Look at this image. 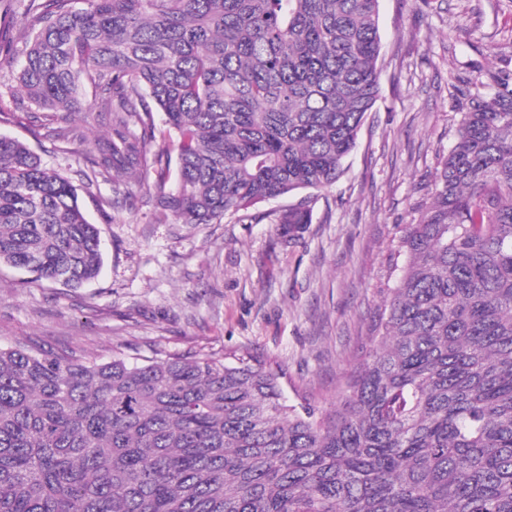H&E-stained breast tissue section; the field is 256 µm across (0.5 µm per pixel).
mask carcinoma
Masks as SVG:
<instances>
[{"mask_svg": "<svg viewBox=\"0 0 512 512\" xmlns=\"http://www.w3.org/2000/svg\"><path fill=\"white\" fill-rule=\"evenodd\" d=\"M13 5L15 109L75 170L0 135V265L72 288L103 265L72 177L133 199L154 172L153 223L220 224L335 185L380 96L379 0H0V17ZM489 81L459 103L340 408L286 404L283 370L248 352L0 348V512H512V77ZM103 113L112 138L77 148ZM315 200L276 223H312Z\"/></svg>", "mask_w": 512, "mask_h": 512, "instance_id": "cac0c4a2", "label": "carcinoma"}]
</instances>
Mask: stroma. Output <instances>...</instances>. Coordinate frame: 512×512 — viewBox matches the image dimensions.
Returning a JSON list of instances; mask_svg holds the SVG:
<instances>
[{
	"instance_id": "obj_1",
	"label": "stroma",
	"mask_w": 512,
	"mask_h": 512,
	"mask_svg": "<svg viewBox=\"0 0 512 512\" xmlns=\"http://www.w3.org/2000/svg\"><path fill=\"white\" fill-rule=\"evenodd\" d=\"M380 97L312 223L285 236V196L219 224H155L141 204L113 203L100 180L81 195L101 229L104 263L81 288L0 267V347L31 342L100 361L250 351L283 369L288 404L343 402L360 339L403 265L396 245L430 197L456 140L457 99L489 70L512 73V0H380ZM0 134L67 167L24 113Z\"/></svg>"
}]
</instances>
